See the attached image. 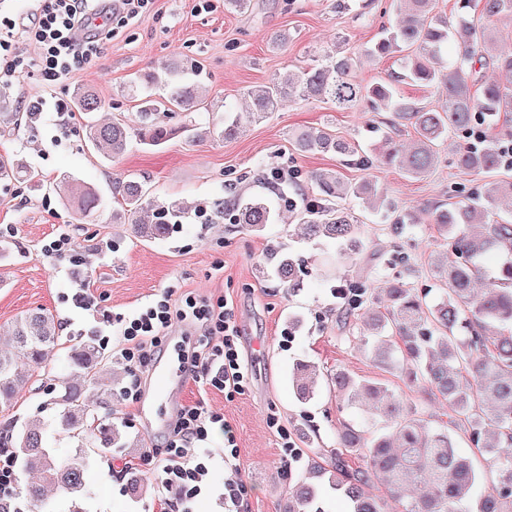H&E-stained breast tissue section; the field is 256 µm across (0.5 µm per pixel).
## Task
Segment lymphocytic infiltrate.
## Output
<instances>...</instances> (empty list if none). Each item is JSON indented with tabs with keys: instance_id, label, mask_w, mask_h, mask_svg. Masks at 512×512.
<instances>
[{
	"instance_id": "lymphocytic-infiltrate-1",
	"label": "lymphocytic infiltrate",
	"mask_w": 512,
	"mask_h": 512,
	"mask_svg": "<svg viewBox=\"0 0 512 512\" xmlns=\"http://www.w3.org/2000/svg\"><path fill=\"white\" fill-rule=\"evenodd\" d=\"M153 4L154 0H39L24 21L0 18V78L34 72L43 84H56L101 57L104 43L101 31L95 28L98 18L126 24L147 14ZM28 45L36 48V57L26 55ZM71 301L122 336L125 345L118 357L129 370V380L122 389L125 401L134 404L140 400L143 376L177 321L199 333L192 356L182 367L186 376L229 397L243 392L248 369L227 299L189 296L176 305L165 294L129 315L101 311L96 298L83 288L76 289ZM217 424L224 432V449L219 454L209 446ZM238 456L236 436L225 426L223 414L195 404L180 407L161 445L146 452L143 462L159 488L178 494L177 512H192L193 500L207 488L211 465L222 460L224 512H243L246 483Z\"/></svg>"
}]
</instances>
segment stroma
Returning a JSON list of instances; mask_svg holds the SVG:
<instances>
[{
	"mask_svg": "<svg viewBox=\"0 0 512 512\" xmlns=\"http://www.w3.org/2000/svg\"><path fill=\"white\" fill-rule=\"evenodd\" d=\"M245 13L225 9L224 0H156L153 10L138 22L113 24L101 60L52 87L37 76L0 82V156L19 158L28 173L8 185L0 184V239L9 249L0 259V337H7L22 312L41 308L59 324V340L42 368L33 371L27 387L13 405L0 411V431L36 422L50 431L47 442L54 455L70 456L76 442L56 432L57 408L53 398L69 378L67 352L78 341L92 338L93 319L74 308L75 289L88 288L102 310L130 313L162 292L173 302L183 297L224 296L234 308L240 329L239 344L249 368L245 390L228 397L192 379H184L176 400L203 403L223 413L233 428L239 448L238 465L246 482V512H281L285 492L311 462L312 449L331 451L343 424L380 431L383 422L367 405L340 408L326 378L344 370L359 380L377 381L406 399L417 396L414 386L396 373L376 366L360 343V309H352L348 326L336 318L335 285L365 280L364 304L381 306V284L364 278L359 261L337 259L335 249L304 240L302 229L288 211L276 223L256 234L240 224L217 220L199 223L197 205L233 204L251 196L277 197L271 186V167L293 170L288 183L291 196L313 194V172L332 169L343 181H368L378 186L398 208L410 209V231H394L392 214L369 213L359 200L343 199L355 217L362 237L377 246L385 261L408 262L404 280L418 287L429 283L432 256L443 252V238L431 212L437 205L456 200L458 187L474 189L488 175H472L455 163L457 138L444 145L442 160L429 176L410 179L399 170L361 156L303 153L294 135L302 129H320L354 141L362 149L381 145L387 137L403 143L415 138L413 128L399 124L390 112L357 108L344 112L318 100H284L264 122L246 117L248 89L266 84L274 75L311 65L315 57L334 45H343L356 61L355 74L371 83L397 71L391 59L376 60L369 51L383 25L395 22L391 0H355L340 10L336 0H252ZM288 31L286 49L271 48L269 38ZM174 59L195 64L199 87L194 111L173 109L171 125L194 124L202 137L180 135L160 147L131 143L118 159L109 161L84 144L83 120L78 112L59 117L55 111L30 118L17 108L20 100L47 98L71 103L77 90H93L102 103L101 118L139 125V92L130 87L139 74L160 70ZM240 119L237 135L217 133L225 111ZM134 174L144 181L150 200L182 208L170 233L152 242L134 237L130 225L116 224L115 182ZM72 177L97 187L102 204L95 212L76 215L54 192L62 178ZM73 241V268L44 256L42 248L60 235ZM293 254L303 266V286L292 292L272 275L271 250ZM301 314L300 331L288 328V318ZM318 366L325 381L309 402L295 397L293 368L298 361ZM112 413L123 422L131 438L128 447L93 455L86 473L90 496L86 512H170L171 503L157 485L145 478L143 454L161 441L163 427L148 425L141 404L129 405L112 397ZM276 415L299 448L301 460L285 466L281 441L266 418ZM142 475V489L131 493L126 470Z\"/></svg>",
	"mask_w": 512,
	"mask_h": 512,
	"instance_id": "obj_1",
	"label": "stroma"
}]
</instances>
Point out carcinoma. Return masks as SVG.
Segmentation results:
<instances>
[{
    "instance_id": "carcinoma-1",
    "label": "carcinoma",
    "mask_w": 512,
    "mask_h": 512,
    "mask_svg": "<svg viewBox=\"0 0 512 512\" xmlns=\"http://www.w3.org/2000/svg\"><path fill=\"white\" fill-rule=\"evenodd\" d=\"M399 22L385 27L371 54L391 56L399 71L371 85L355 75V60L343 53L325 52V60L275 77L258 92L249 91L251 120L266 119L287 96L320 99L338 111L365 106L372 112H392L416 132L408 146L390 142L376 156L382 165L420 179L440 161V146L454 132L464 143L456 164L473 173H489L503 162L501 138L483 134L486 120L512 116V48L499 45L494 22L512 17V0H459L452 18L433 14L434 0H396ZM488 69L506 74L507 80H487ZM183 68L173 62L164 76L147 73L143 80L162 85L167 99L142 102L139 141L158 147L187 128L172 127L165 120L169 106L188 111L195 106V86L182 78ZM446 86L447 98L438 108H428L402 95L400 86ZM73 107L84 115L89 144L112 160L122 155L130 141L131 128L123 122H106L97 112L99 99L86 90L75 93ZM297 144L307 153L359 154L358 146L334 134L304 130ZM318 189L315 199L281 201L303 226L311 241L333 243L341 256L370 260L369 272L383 278L387 304L363 312L367 334L363 346L372 361L389 372L406 377L422 396L434 395L448 407V421L432 428L425 408L398 398L380 382H360L338 370L330 381L340 401L347 406L367 403L390 429L368 440L353 425H345L338 438L341 448H362L365 466L351 468L343 454L313 462L288 496V512H323L319 489L326 484L350 502V512H386V498L402 505V512H512V224L498 220L499 203L512 206V181L483 184L453 207L438 205L432 221L448 243L453 258L432 261L431 276L443 288L433 302L429 288H410L393 276L389 264L367 253V243L358 235L354 216L339 200L354 197L371 212L395 210L369 183H349L334 170L312 175ZM58 195L81 214L98 206L94 187L74 178L56 184ZM120 211L133 232L143 240L160 239L170 231L177 216L176 204L156 205L147 200L144 183L129 176L118 183ZM279 206V207H281ZM279 207L264 197H248L227 208L235 224L259 233L274 223ZM491 254L505 256L496 276L484 280L480 260ZM274 277L285 287L300 288L301 268L291 256L274 255ZM58 340L52 314L35 309L18 316L5 345H0V407H9L26 387L27 365L41 367L48 348ZM72 379L65 381L56 397L57 427L81 441L75 454L59 459L46 448V433L38 424L0 435L12 448L13 457L33 475L24 488L31 512H56L51 492L75 501L88 494L85 475L90 458L84 441L112 451L123 448L127 437L123 424L108 412L91 416L85 392L93 389L112 397V379L123 371L108 366V357L93 340L71 346ZM296 395L307 401L317 387L316 366L305 361L294 368ZM467 433L490 471L498 476L491 491L480 495L476 509L470 504L479 474L470 457L460 453L452 431ZM383 485L386 497L375 494Z\"/></svg>"
}]
</instances>
